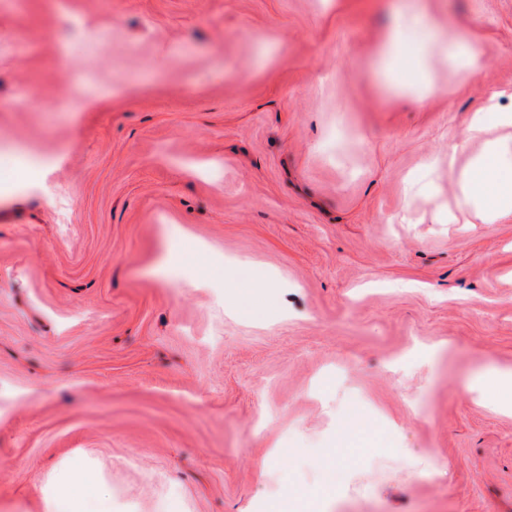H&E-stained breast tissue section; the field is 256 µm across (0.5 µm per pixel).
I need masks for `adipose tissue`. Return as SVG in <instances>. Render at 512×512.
<instances>
[{
	"mask_svg": "<svg viewBox=\"0 0 512 512\" xmlns=\"http://www.w3.org/2000/svg\"><path fill=\"white\" fill-rule=\"evenodd\" d=\"M465 203L481 211L512 213V136L489 141L484 154L460 179ZM477 396L490 398L504 413H512V371L491 368L471 386Z\"/></svg>",
	"mask_w": 512,
	"mask_h": 512,
	"instance_id": "ef3b65f1",
	"label": "adipose tissue"
}]
</instances>
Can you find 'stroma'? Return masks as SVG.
I'll list each match as a JSON object with an SVG mask.
<instances>
[{"label":"stroma","instance_id":"1","mask_svg":"<svg viewBox=\"0 0 512 512\" xmlns=\"http://www.w3.org/2000/svg\"><path fill=\"white\" fill-rule=\"evenodd\" d=\"M493 88L512 0H0V512H512ZM460 183L467 205L477 203L484 212L512 213V136L489 141ZM471 391L490 398L501 412L512 414V371L490 368L476 377Z\"/></svg>","mask_w":512,"mask_h":512}]
</instances>
